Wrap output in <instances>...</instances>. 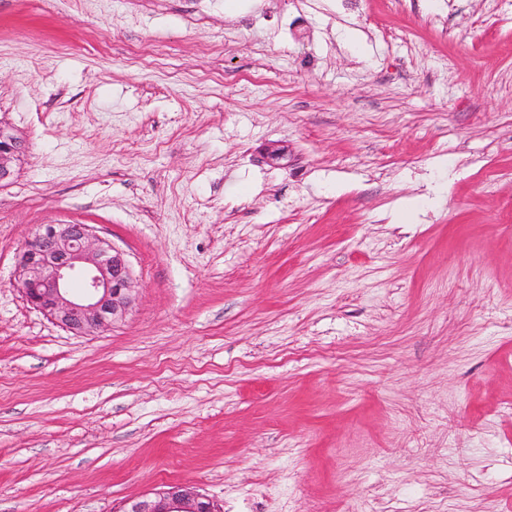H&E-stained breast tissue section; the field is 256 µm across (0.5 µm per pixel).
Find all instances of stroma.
<instances>
[{
    "label": "stroma",
    "instance_id": "stroma-1",
    "mask_svg": "<svg viewBox=\"0 0 512 512\" xmlns=\"http://www.w3.org/2000/svg\"><path fill=\"white\" fill-rule=\"evenodd\" d=\"M0 126V512H512V0H0ZM56 223L124 323L14 287ZM26 149L25 141L0 126V185L13 177L14 163ZM15 281L32 308L76 336L125 321L136 300L127 254L90 224H41L19 251ZM120 512H217L214 504L189 483H171L128 500Z\"/></svg>",
    "mask_w": 512,
    "mask_h": 512
}]
</instances>
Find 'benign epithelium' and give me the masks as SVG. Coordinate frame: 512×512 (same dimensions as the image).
Returning a JSON list of instances; mask_svg holds the SVG:
<instances>
[{
  "instance_id": "1",
  "label": "benign epithelium",
  "mask_w": 512,
  "mask_h": 512,
  "mask_svg": "<svg viewBox=\"0 0 512 512\" xmlns=\"http://www.w3.org/2000/svg\"><path fill=\"white\" fill-rule=\"evenodd\" d=\"M26 152L20 137L0 127V184ZM16 287L32 308L76 336H91L126 320L136 297L127 254L90 224H42L19 251ZM121 512H217L189 483H171L128 500Z\"/></svg>"
}]
</instances>
